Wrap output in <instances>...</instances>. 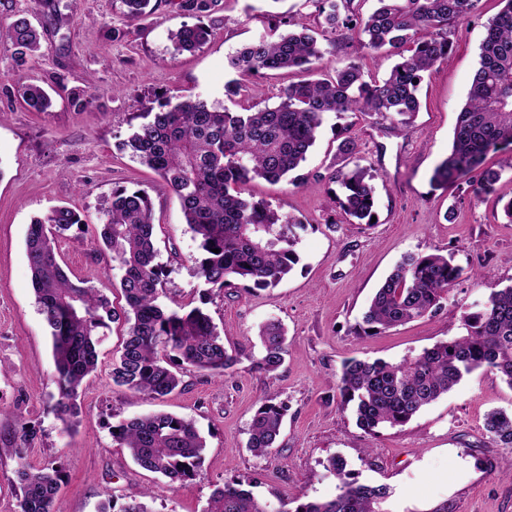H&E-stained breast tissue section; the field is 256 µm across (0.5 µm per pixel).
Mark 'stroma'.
Here are the masks:
<instances>
[{
    "label": "stroma",
    "mask_w": 512,
    "mask_h": 512,
    "mask_svg": "<svg viewBox=\"0 0 512 512\" xmlns=\"http://www.w3.org/2000/svg\"><path fill=\"white\" fill-rule=\"evenodd\" d=\"M155 2L154 12L130 23L120 0H0V28L24 13L43 31L41 56L27 77L54 100L51 111H30L11 78V54L0 48V512H14L19 492L13 451L21 418L36 430L26 445L28 464L63 469L55 512H99L105 500L120 505L149 488L152 512H205L213 491L231 481L274 507L301 495L326 500L337 493L335 479L324 474L335 456L359 482L391 488L389 512H434L443 503L448 512H512V448L497 445L484 429L488 411L512 409V388L498 376L474 372L404 427L375 436L358 427L338 389L350 359L396 362L459 332L462 316L490 293L469 271L484 269L499 286L512 285V223L500 202L512 197V153L488 155L487 166L502 178L496 193L481 199L430 183L448 154L485 26L501 11V0H480L476 15L456 28L447 61L420 85L411 125L327 114L300 170L303 183L250 184L254 199L303 221L295 246L300 261L276 287L239 284L221 291L195 272L200 250L178 200L127 148L132 116L172 90L239 110V102L224 95L230 57L266 34L273 18L294 15L313 29L319 18L309 0H218L211 39L179 52L170 39L182 21L175 0ZM343 38L344 45L326 46L320 70L353 63L382 76L398 61L394 54L354 53L351 31ZM76 88L96 96L81 112L67 98ZM346 127L357 141L360 166L373 177L376 220L370 224L353 223L339 209V186L328 179L341 164L336 148ZM117 186L145 191L153 202L157 260L168 273L164 304L204 307L238 361L223 379L187 367L172 394L136 396L110 376L126 329L124 322L112 323L99 346L100 368L84 385L79 423L67 432L51 409L55 365L25 239L31 220L52 206L76 209L85 224L58 239L61 263L71 278L90 281L122 303V273L96 244ZM429 253L453 256L464 271L445 307L377 336L357 335L355 324L396 263ZM271 319L286 327L288 353L269 375L255 359L257 328ZM269 397L288 411L277 449L258 457L246 446L247 429ZM153 412L192 420L205 438L192 479L168 483L139 467L113 439L120 421Z\"/></svg>",
    "instance_id": "1"
}]
</instances>
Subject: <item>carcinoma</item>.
<instances>
[{
	"label": "carcinoma",
	"instance_id": "obj_1",
	"mask_svg": "<svg viewBox=\"0 0 512 512\" xmlns=\"http://www.w3.org/2000/svg\"><path fill=\"white\" fill-rule=\"evenodd\" d=\"M133 22L151 0H121ZM217 0H180L179 9L196 19L171 30L176 50L192 51L213 33L203 22ZM323 18L309 29L290 18L292 30L259 37L243 45L229 60L239 75L318 68L324 52L320 40L336 43L342 28L356 33L354 52L378 55L398 52L401 61L379 79L349 64L315 80L288 86L275 106L249 102L241 111L217 108L199 98L172 94L157 111L135 115L139 123L125 146L139 162L160 177L162 186L180 202L202 251L196 273L213 288L233 282L255 288L277 286L299 262L297 230L305 224L262 200L247 198L249 183H279L306 161L317 140L324 114L360 112L408 126L419 111L418 90L425 75L447 61L450 36L474 14L480 0H377L368 15L356 0H311ZM486 26L478 67L456 119L448 156L435 168L431 184L476 197L495 191L502 172L484 167L491 150L512 147V0ZM41 32L18 14L7 25L3 46L11 52L17 91L34 112H45L51 99L23 72L41 50ZM373 176L355 166L334 170L337 197L344 214L371 223ZM84 220L75 209L56 206L28 228L25 241L32 287L52 340L54 403L63 429L78 421V402L86 379L99 366L98 346L109 323L127 324L118 357L112 361V382L132 394L160 398L181 384L180 370L189 366L221 378L237 362L224 339L201 308L166 309L159 303L165 267L156 262L154 211L147 193L117 187L98 224V251L123 271L124 305L117 308L100 290L73 282L60 263L56 241ZM463 269L453 257L439 253L406 255L386 277L363 313L360 336L381 334L437 312ZM476 278L491 288L481 310L462 317V332L420 354L399 362L351 359L342 366L339 392L353 404L358 426L369 435L403 427L425 406L448 393L465 376L482 370L498 375L512 388V286L498 288L487 273ZM261 357L257 367L275 373L284 363L286 333L270 320L258 329ZM286 407L272 399L254 412L246 447L257 457L277 448ZM485 430L499 445L512 447V411L486 414ZM112 437L143 469L171 483L195 476L206 449L193 421L172 414L134 417L113 427ZM15 481L20 494L15 512H53L62 482L58 466L32 468L24 449H15ZM325 470L336 477L338 493L326 501L302 495L296 505L275 512H388L392 496L385 485L360 483L336 457ZM101 512H152L132 499L121 507L113 501ZM206 512H269L242 484L226 482L214 490Z\"/></svg>",
	"mask_w": 512,
	"mask_h": 512
}]
</instances>
